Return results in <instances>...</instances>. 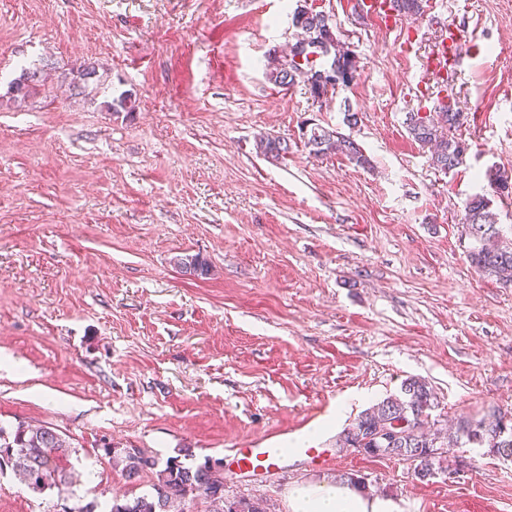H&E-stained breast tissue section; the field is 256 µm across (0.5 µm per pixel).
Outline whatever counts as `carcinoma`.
Segmentation results:
<instances>
[{
  "label": "carcinoma",
  "mask_w": 512,
  "mask_h": 512,
  "mask_svg": "<svg viewBox=\"0 0 512 512\" xmlns=\"http://www.w3.org/2000/svg\"><path fill=\"white\" fill-rule=\"evenodd\" d=\"M389 8L398 15L413 17L421 10L420 0H389ZM293 26L301 31L302 41L296 44L293 58L286 63L272 61L269 80L286 88L301 78L310 94L319 98L326 89L347 85L355 77L357 65L352 51L336 38L331 19L325 13L301 9L293 15ZM320 42L333 55V74L326 75L315 62L300 64L295 57L306 53V47ZM41 82V71L27 70L14 82L15 99L25 100L35 93ZM462 113L450 106L440 111L416 112L407 119V129L413 139L428 148L437 169L448 172L463 163L465 142L456 136L462 125ZM305 146L315 155H340L367 167L370 160L348 135L314 125L302 133ZM259 148L267 157L278 159L288 153V143L278 136L259 140ZM491 191L497 196L512 195V173L503 169L487 174ZM492 200L476 194L464 203L463 223L473 247L469 251L472 265L478 272L512 284V237L497 224V214L491 210ZM179 266L193 276H206L210 267L197 257L177 259ZM437 407L434 392L419 379L404 382L401 395L384 398L360 413L344 430V442L350 448H362L370 456L397 459L410 465L414 476L421 480L447 469L448 460L441 452L443 438L466 440L479 448L501 457H512V417L491 412L479 419L461 417L454 433L446 436L438 428L439 420L432 417ZM112 461V469L120 471L130 482L145 474L153 476L152 491L131 500H115L108 512H189L187 504L199 496L212 503L211 512H271V504L262 498H224V469L209 459L197 464L191 454L169 457L165 461L148 456L137 448L104 446ZM71 444L47 426L19 424L14 428L0 425V468L7 466L33 492L42 493L53 487L58 493L69 494L73 472L68 468Z\"/></svg>",
  "instance_id": "1"
}]
</instances>
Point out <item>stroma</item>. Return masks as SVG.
Segmentation results:
<instances>
[{
  "mask_svg": "<svg viewBox=\"0 0 512 512\" xmlns=\"http://www.w3.org/2000/svg\"><path fill=\"white\" fill-rule=\"evenodd\" d=\"M435 2L383 22L358 0H0V424L53 428L76 479L63 500L4 472L0 512H105L149 491L106 442L221 462L322 421L327 463L288 456L271 481L225 479V498L288 512L291 486L352 477L403 512H512V460L486 449L451 448L455 471L420 480L336 445L409 378L447 424L512 414V285L471 266L461 224L487 172L512 170V0ZM300 7L358 61L319 99L267 78ZM452 27L460 68L427 72ZM35 68L45 81L14 102ZM124 92L134 111H110ZM445 96L468 146L448 173L406 126ZM307 124L350 135L369 167L310 154ZM267 133L284 157L260 151ZM186 255L209 275L183 273Z\"/></svg>",
  "mask_w": 512,
  "mask_h": 512,
  "instance_id": "1",
  "label": "stroma"
}]
</instances>
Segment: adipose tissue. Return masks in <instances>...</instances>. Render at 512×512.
Masks as SVG:
<instances>
[{"instance_id":"ef3b65f1","label":"adipose tissue","mask_w":512,"mask_h":512,"mask_svg":"<svg viewBox=\"0 0 512 512\" xmlns=\"http://www.w3.org/2000/svg\"><path fill=\"white\" fill-rule=\"evenodd\" d=\"M288 512H401V509L393 497L358 488L345 478H325L289 489Z\"/></svg>"}]
</instances>
